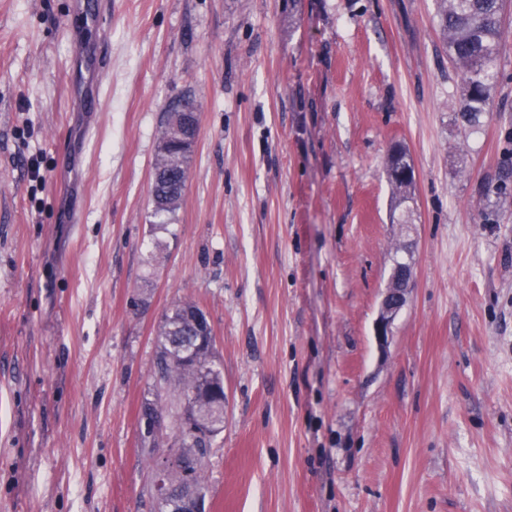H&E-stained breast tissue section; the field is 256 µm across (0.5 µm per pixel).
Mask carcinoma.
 Listing matches in <instances>:
<instances>
[{
	"label": "carcinoma",
	"mask_w": 512,
	"mask_h": 512,
	"mask_svg": "<svg viewBox=\"0 0 512 512\" xmlns=\"http://www.w3.org/2000/svg\"><path fill=\"white\" fill-rule=\"evenodd\" d=\"M438 27L448 46V61L460 71L459 104L461 117L468 128L480 124L489 110L490 89L497 82L496 61L500 48V22L507 0H436ZM407 153L387 163L388 175L397 205L411 199L412 182L395 176V165H406ZM173 158L156 152L150 194L154 212L170 214L180 203L188 174L176 178L166 175ZM196 307L192 301L174 302L161 320L162 340L155 352L151 395L145 400L140 417L161 409V416L178 425L183 416L195 411L211 418V442L224 431V378L219 368L215 348L199 344V338L189 321L188 311ZM167 497L155 500L157 512H182L188 495H193L205 512L207 485L202 468L195 467L194 481L185 483L182 468L167 470Z\"/></svg>",
	"instance_id": "carcinoma-1"
}]
</instances>
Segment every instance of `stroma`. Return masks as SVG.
<instances>
[{"label":"stroma","mask_w":512,"mask_h":512,"mask_svg":"<svg viewBox=\"0 0 512 512\" xmlns=\"http://www.w3.org/2000/svg\"><path fill=\"white\" fill-rule=\"evenodd\" d=\"M78 34L108 49L84 149ZM501 43L469 131L435 0H111L88 24L0 0V512H153L139 416L178 300L224 375L206 512H512V5ZM184 99L199 136L157 218ZM160 143L153 164V169L158 172L157 177L152 179L150 194L153 199L155 214H170L176 210L185 192L192 153L182 156V161L186 164V170L179 179L168 176L165 170L171 169L173 158L171 155L159 151ZM402 156L395 160V161H388L387 163V169H388V175L390 179L391 186L393 188L394 193L398 196V202L397 207L401 206L403 203L407 202L409 199H412V182H403L402 180L398 179L393 173H395V170L392 168L393 165H407L410 166L409 162L407 161L406 157L407 153L403 148H401ZM408 157V156H407ZM406 266L404 262H396L393 267L391 280L397 277L401 269ZM401 286L399 288H388L382 301L379 316L375 323V335L380 343H385L390 334V328L396 315L402 308L406 299V292L412 284V269L404 267Z\"/></svg>","instance_id":"35a3bbf8"}]
</instances>
